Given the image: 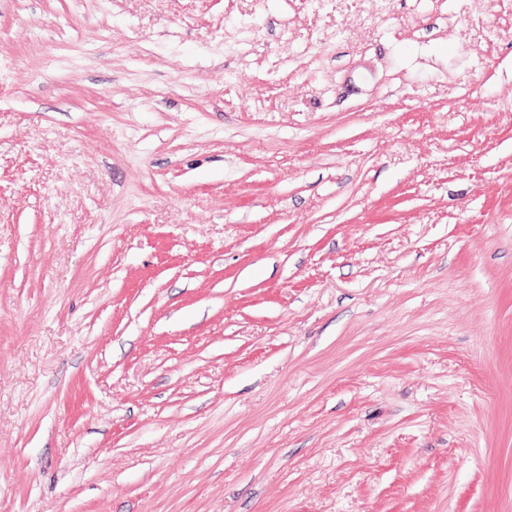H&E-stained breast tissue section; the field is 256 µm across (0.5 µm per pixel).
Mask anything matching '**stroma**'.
<instances>
[{
	"mask_svg": "<svg viewBox=\"0 0 512 512\" xmlns=\"http://www.w3.org/2000/svg\"><path fill=\"white\" fill-rule=\"evenodd\" d=\"M0 512H512V0H0Z\"/></svg>",
	"mask_w": 512,
	"mask_h": 512,
	"instance_id": "1",
	"label": "stroma"
}]
</instances>
